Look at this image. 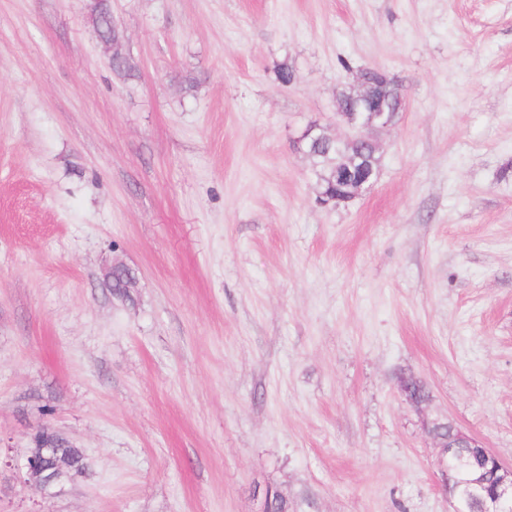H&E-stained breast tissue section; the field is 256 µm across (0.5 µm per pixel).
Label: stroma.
<instances>
[{
    "label": "stroma",
    "instance_id": "35a3bbf8",
    "mask_svg": "<svg viewBox=\"0 0 512 512\" xmlns=\"http://www.w3.org/2000/svg\"><path fill=\"white\" fill-rule=\"evenodd\" d=\"M93 2L0 0V512H450L433 421L511 465L512 0H112L122 73ZM362 68L406 109L324 208ZM379 165L372 168L359 163L350 167L341 164L336 167V182H341L346 188L345 194L336 197V207L357 198L362 192L370 189L378 179ZM33 448H29L26 455L25 476L26 480H35L45 494H54L58 487V475H45L43 459L50 450L47 445L38 444L33 439ZM40 447V448H39Z\"/></svg>",
    "mask_w": 512,
    "mask_h": 512
}]
</instances>
